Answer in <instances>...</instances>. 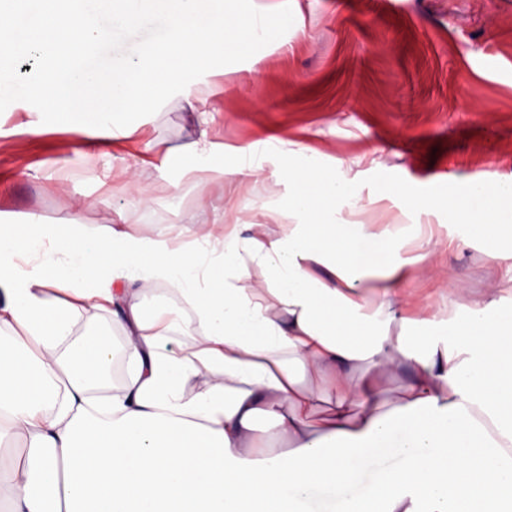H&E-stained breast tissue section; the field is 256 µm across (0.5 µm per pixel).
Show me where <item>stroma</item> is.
<instances>
[{
  "mask_svg": "<svg viewBox=\"0 0 512 512\" xmlns=\"http://www.w3.org/2000/svg\"><path fill=\"white\" fill-rule=\"evenodd\" d=\"M226 12L254 7L278 18L276 35L248 53L212 60L224 142L234 146L261 127L319 125L343 113L347 125L323 139L329 156L363 152L386 139L399 152L400 177L446 194L470 179L512 175V0H213ZM169 123L139 112L146 137L166 147L193 129L174 97ZM21 104L0 112V215L48 224L80 207L86 223L107 224L120 204L168 203L169 186L146 170L117 178L104 192L93 170L57 168L78 147L76 132L31 129ZM53 180H44L45 172ZM486 242L451 259L449 304L486 287Z\"/></svg>",
  "mask_w": 512,
  "mask_h": 512,
  "instance_id": "35a3bbf8",
  "label": "stroma"
}]
</instances>
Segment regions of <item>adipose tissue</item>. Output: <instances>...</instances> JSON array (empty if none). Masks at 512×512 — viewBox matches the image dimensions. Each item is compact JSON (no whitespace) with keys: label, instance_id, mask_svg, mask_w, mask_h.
<instances>
[{"label":"adipose tissue","instance_id":"ef3b65f1","mask_svg":"<svg viewBox=\"0 0 512 512\" xmlns=\"http://www.w3.org/2000/svg\"><path fill=\"white\" fill-rule=\"evenodd\" d=\"M28 4L0 13V47L56 43L71 62L26 81L0 74V96L77 126L85 145L65 168L101 161L103 185L149 168L167 178L168 161L147 162L157 141L121 115L144 106L163 125L170 91L190 106L193 135L176 149L172 221L124 206L108 224L77 210L64 224L0 217V512H310L311 488L338 512H366L374 497L386 512H492L511 499L512 177L446 196L395 178L374 190L383 145L327 169L296 164L319 155L340 116L224 150L207 63L249 50L256 13L202 0ZM160 11L161 37L113 61ZM166 49L190 65L144 64ZM187 176L220 184L223 209L184 196ZM267 180L281 192L245 208ZM385 201L394 220L369 221ZM443 213L461 233L418 252ZM478 239L493 284L449 308L441 272ZM402 368L404 397L383 412L384 376ZM261 420L287 451L255 455Z\"/></svg>","mask_w":512,"mask_h":512}]
</instances>
